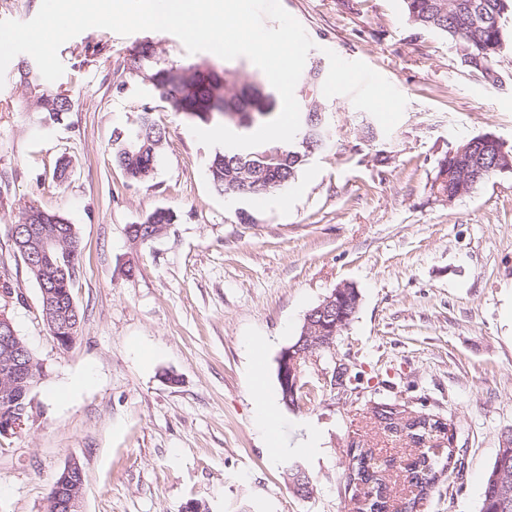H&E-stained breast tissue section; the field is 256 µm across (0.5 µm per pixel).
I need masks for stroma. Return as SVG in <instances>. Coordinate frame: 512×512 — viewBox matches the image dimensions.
<instances>
[{
    "mask_svg": "<svg viewBox=\"0 0 512 512\" xmlns=\"http://www.w3.org/2000/svg\"><path fill=\"white\" fill-rule=\"evenodd\" d=\"M323 68L332 138L284 191L217 193L213 148L160 107L135 78L117 86L127 49L151 39L164 58L175 35L90 28L58 55L71 112H24L15 65L0 84V282L19 336L43 366L23 428L0 441V512H47L57 473L78 461L84 512H352L350 443L400 465L403 438L373 423L370 402L430 412L454 424L457 463L420 512H480L486 475L512 433V173L453 202L429 190L437 160L491 135L512 148V51L492 85L462 65L448 39L420 32L401 0H281ZM168 132L152 178L130 182L112 160L114 129L143 106ZM70 167L65 182L54 170ZM56 212L80 238L73 297L83 320L60 348L39 289L13 252L11 226L29 204ZM158 208L178 219L133 244L130 225ZM252 214L241 222L237 214ZM354 285L358 310L336 341L360 374L340 396L304 368L310 394L279 406L280 446L257 428L250 343L264 341L262 383L278 395V358L308 312ZM318 440L307 442L309 431ZM311 477L293 492L286 465Z\"/></svg>",
    "mask_w": 512,
    "mask_h": 512,
    "instance_id": "obj_1",
    "label": "stroma"
}]
</instances>
